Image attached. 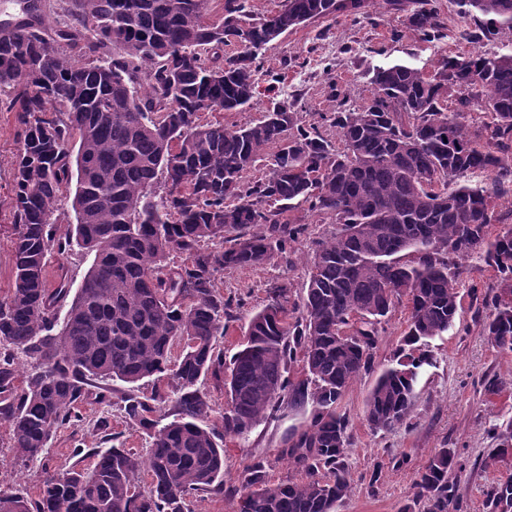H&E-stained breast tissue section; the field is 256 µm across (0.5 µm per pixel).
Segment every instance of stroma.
Segmentation results:
<instances>
[{"mask_svg":"<svg viewBox=\"0 0 512 512\" xmlns=\"http://www.w3.org/2000/svg\"><path fill=\"white\" fill-rule=\"evenodd\" d=\"M444 18L443 37L427 41L403 29V15L385 12L374 5L359 19L340 16L326 19L288 33L263 51L256 94L250 105L239 111L210 112L206 118L240 127L261 119L272 100L298 95L304 117L330 112L339 99L362 105L371 95L372 68L407 64L433 73L443 56L468 52L457 31L465 20L454 0H439ZM19 149L18 125L11 112H0V300L6 299L14 283L11 163ZM292 219L308 226V235L294 244L288 258L248 269H228L219 275L217 286L225 296L242 299L220 346L232 356L245 338L249 316L267 302V289L276 281L292 285V302H300L307 278L312 239L331 233L332 227L318 217L296 210ZM455 326L428 340L431 364L424 368L417 384V396L407 426L383 432L373 431L364 417V407L375 377L356 379L340 403L339 410L350 420L346 464L351 492L337 512H401L414 503L416 471L434 451L451 448L466 465L450 476L463 503L462 512H486L484 491L496 481L512 477V462L487 464L494 442L490 430L512 419V354L491 346L474 320L469 299H462ZM83 422L68 425L56 433L44 455L34 460L15 456L7 422L0 419V489H19L37 497L45 473H59L73 464L72 450L98 444L99 420H107L110 431L124 447L146 455L148 443L141 429L127 424L118 406L86 401L81 407ZM308 410H285L265 419L244 438L224 441V492L194 499L193 512H232L233 493L241 484L246 465L254 458H267L266 481L276 485L297 478L281 451L288 437L300 430Z\"/></svg>","mask_w":512,"mask_h":512,"instance_id":"1","label":"stroma"}]
</instances>
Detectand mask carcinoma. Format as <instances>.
<instances>
[{
    "mask_svg": "<svg viewBox=\"0 0 512 512\" xmlns=\"http://www.w3.org/2000/svg\"><path fill=\"white\" fill-rule=\"evenodd\" d=\"M62 0L53 23L30 0L16 22L0 21V112H13L20 147L12 162L15 280L0 301V417L17 457L41 456L58 428L79 418L89 398L112 402L108 382L132 385L122 398L128 424L149 438L146 456L112 444L79 446L70 470L46 476L38 498L0 491V512H192L191 499L224 491V437L249 433L282 410L311 407L283 454L304 478L270 486L265 461L243 471L234 512H335L351 482L345 468L350 385L374 369L373 351L398 305L404 342L440 336L461 306V261L480 258L512 283V225L498 201L512 198V53L482 48L512 35V0H459L466 54L446 57L431 75L406 64L378 67L370 99L337 102L308 121L294 96L263 119L236 129L202 114L238 110L256 89L266 45L319 19L368 13L374 0H282L257 17L249 0ZM405 27L442 37L437 0H386ZM235 50L224 53V47ZM484 111L473 128L466 115ZM336 128L338 142L324 136ZM271 156L269 172L248 174ZM488 172L484 186L469 175ZM73 196L76 224L56 237L60 199ZM293 210L336 225L313 240L299 315L291 285L268 288L229 361L220 424L202 380L224 374L218 339L236 320L217 287L226 268H256L288 255L306 229ZM501 225L491 234V226ZM218 243L216 248L205 244ZM78 247L93 257L71 292L65 268L47 287L49 257ZM184 256L177 263L170 259ZM467 295L483 335L512 353V305L501 296L482 312ZM70 302L60 331L57 313ZM370 342L366 349L343 333ZM179 355H174L175 349ZM33 361L15 385L19 355ZM425 353L399 350L377 377L365 419L376 431L408 424ZM171 373L164 396L143 383ZM171 402L170 412L154 416ZM489 462L512 448V420L494 429ZM93 459L91 467L82 462ZM146 470L149 485H136ZM463 470L451 448L418 470L416 501L426 512H460L448 473ZM487 512L512 509V478L488 486Z\"/></svg>",
    "mask_w": 512,
    "mask_h": 512,
    "instance_id": "obj_1",
    "label": "carcinoma"
}]
</instances>
